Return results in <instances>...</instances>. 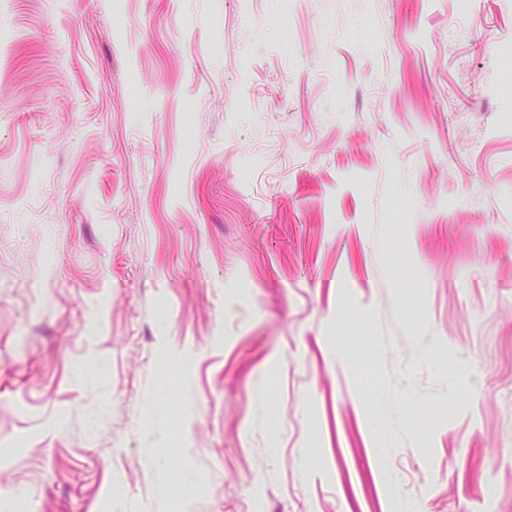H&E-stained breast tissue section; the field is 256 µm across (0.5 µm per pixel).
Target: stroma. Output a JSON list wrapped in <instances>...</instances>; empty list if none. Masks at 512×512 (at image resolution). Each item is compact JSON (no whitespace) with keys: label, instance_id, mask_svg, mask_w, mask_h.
Instances as JSON below:
<instances>
[{"label":"stroma","instance_id":"1","mask_svg":"<svg viewBox=\"0 0 512 512\" xmlns=\"http://www.w3.org/2000/svg\"><path fill=\"white\" fill-rule=\"evenodd\" d=\"M0 512H512V0H0Z\"/></svg>","mask_w":512,"mask_h":512}]
</instances>
